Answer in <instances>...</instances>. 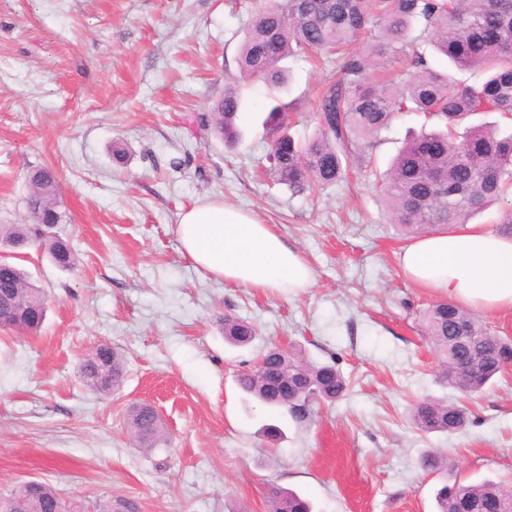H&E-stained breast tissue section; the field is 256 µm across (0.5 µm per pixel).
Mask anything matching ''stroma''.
<instances>
[{
	"label": "stroma",
	"instance_id": "1",
	"mask_svg": "<svg viewBox=\"0 0 512 512\" xmlns=\"http://www.w3.org/2000/svg\"><path fill=\"white\" fill-rule=\"evenodd\" d=\"M254 6L0 0V224L27 223L29 174L52 167L57 231L79 259L71 270L33 248L18 259L49 303L39 335L0 331V492L40 480L87 506L112 494L139 512H269L272 489L284 488L313 512H435L443 482H512V371L471 396L441 381L418 320L438 296L400 274L404 241L372 178L355 171L312 196L262 177L260 83L244 91L234 145L198 126L239 76ZM343 62L286 60L296 140L313 135L318 93ZM421 124L410 113L380 133L378 168ZM205 200L276 225L311 265L313 286L285 297L197 267L176 226ZM225 315L256 327L250 346L225 341ZM101 343L125 360L122 386L107 395L77 372ZM273 347L335 363L345 396L313 404L305 421L268 412L236 375ZM424 400L465 405L471 420L450 435L421 433L411 414ZM141 402L157 407L169 447L129 436ZM431 448L447 472L421 468Z\"/></svg>",
	"mask_w": 512,
	"mask_h": 512
}]
</instances>
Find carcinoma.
<instances>
[{
    "instance_id": "carcinoma-1",
    "label": "carcinoma",
    "mask_w": 512,
    "mask_h": 512,
    "mask_svg": "<svg viewBox=\"0 0 512 512\" xmlns=\"http://www.w3.org/2000/svg\"><path fill=\"white\" fill-rule=\"evenodd\" d=\"M417 38H410L414 27ZM373 28L367 49L349 56L338 77L328 81L313 112L315 134L300 142L288 134V105L280 93L287 83L283 62L297 53L332 52ZM427 42L457 71L480 70L485 79L465 83L434 67L425 52L414 47ZM407 57L408 69L397 79L376 82L370 72L392 66ZM240 76L224 86L203 126L228 146L239 136L237 121L244 105L243 86L262 80L271 104L263 120L270 138L267 174L293 193L313 192L336 185L353 161L371 164L380 132L403 114L423 115L420 132L408 137L378 180L379 189L397 226L409 237L467 224L490 204L506 201L500 231L512 233V131L485 120L498 114L512 121V0H259L245 30L238 59ZM26 224L0 225V248L23 243L45 251L60 268L76 263L67 243L54 232L62 221L57 210L58 185L49 168L30 179ZM48 309L46 293L33 284L15 263L0 267V330L37 335ZM427 340L436 351L440 376L462 394L481 391L512 364V337L502 336L474 314L444 300L420 314ZM224 338L246 347L256 338L246 321L224 318ZM288 372L276 368L303 398L287 407L300 421L317 401H334L347 390V381L332 363H313L297 352L286 356ZM105 367L111 384L95 378ZM125 373L124 357L107 344L98 345L81 363L80 378L92 392L118 389ZM238 386L260 404L282 408L270 388L269 370L259 364L240 371ZM421 432L453 434L468 423L463 407L427 401L412 412ZM131 437L147 448L170 441L166 428L143 413H129ZM430 473L448 469L447 457L431 448L421 457ZM505 487L491 480L471 483L455 480L435 495L436 512H485ZM58 490L40 483L35 494L20 485L0 492V505L9 512H55ZM311 512L298 494L276 489L270 512ZM93 512H138L137 504L106 496Z\"/></svg>"
}]
</instances>
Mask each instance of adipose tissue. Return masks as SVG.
<instances>
[{"label": "adipose tissue", "instance_id": "adipose-tissue-1", "mask_svg": "<svg viewBox=\"0 0 512 512\" xmlns=\"http://www.w3.org/2000/svg\"><path fill=\"white\" fill-rule=\"evenodd\" d=\"M176 231L184 254L214 280L284 296L314 281L303 255L270 225L224 202H199L183 210ZM397 264L413 285L462 309L512 312V237L460 224L406 243Z\"/></svg>", "mask_w": 512, "mask_h": 512}]
</instances>
